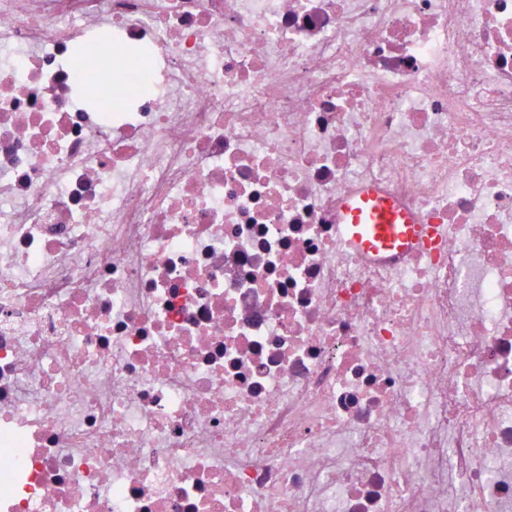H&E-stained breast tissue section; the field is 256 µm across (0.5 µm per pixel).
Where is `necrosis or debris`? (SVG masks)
<instances>
[{
	"label": "necrosis or debris",
	"mask_w": 512,
	"mask_h": 512,
	"mask_svg": "<svg viewBox=\"0 0 512 512\" xmlns=\"http://www.w3.org/2000/svg\"><path fill=\"white\" fill-rule=\"evenodd\" d=\"M0 512H512V0H0ZM342 236L355 252H402L426 231L425 224L399 210L389 199L372 191L350 198L343 206Z\"/></svg>",
	"instance_id": "1"
}]
</instances>
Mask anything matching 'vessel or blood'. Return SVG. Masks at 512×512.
<instances>
[{"label":"vessel or blood","instance_id":"b4317fda","mask_svg":"<svg viewBox=\"0 0 512 512\" xmlns=\"http://www.w3.org/2000/svg\"><path fill=\"white\" fill-rule=\"evenodd\" d=\"M425 231V225L372 191L347 200L343 206L342 236L347 246L359 253L402 252Z\"/></svg>","mask_w":512,"mask_h":512}]
</instances>
